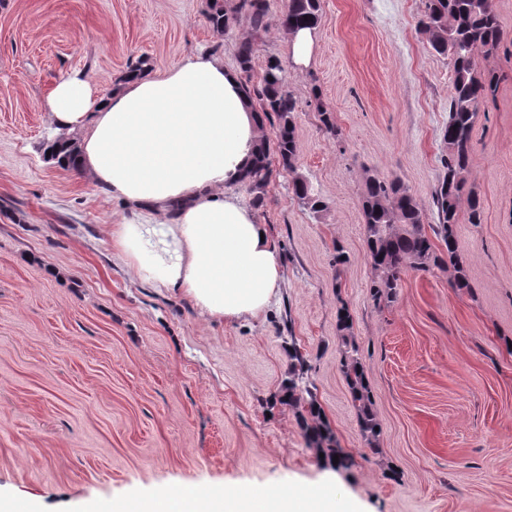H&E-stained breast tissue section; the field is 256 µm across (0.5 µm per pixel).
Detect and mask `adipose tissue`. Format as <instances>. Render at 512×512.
Segmentation results:
<instances>
[{
  "mask_svg": "<svg viewBox=\"0 0 512 512\" xmlns=\"http://www.w3.org/2000/svg\"><path fill=\"white\" fill-rule=\"evenodd\" d=\"M46 106L57 131L80 138L77 172L131 207L132 219L108 232L135 278L215 322L270 308L283 278L277 245L232 192L254 164L262 121L223 58L193 53L109 94L74 72L53 84ZM112 512H336V496L322 485L251 484L215 497L175 483L113 502Z\"/></svg>",
  "mask_w": 512,
  "mask_h": 512,
  "instance_id": "ef3b65f1",
  "label": "adipose tissue"
}]
</instances>
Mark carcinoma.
Listing matches in <instances>:
<instances>
[{"label": "carcinoma", "mask_w": 512, "mask_h": 512, "mask_svg": "<svg viewBox=\"0 0 512 512\" xmlns=\"http://www.w3.org/2000/svg\"><path fill=\"white\" fill-rule=\"evenodd\" d=\"M320 0H289L288 11L278 19V26L289 31L315 27L318 22ZM244 17L253 32H265L271 26L268 0H238L233 13H228L224 0H207L206 17L210 26L221 33L230 29L236 16ZM427 43L437 54L449 59L453 69V87L449 103L448 125L443 131L446 153L440 163L445 174L432 193L437 223L424 224V210L407 187L399 180H386L377 175L365 178L362 207L365 216L367 256L374 270L370 285L373 301L389 305L397 295L402 276L409 269L430 271L450 267L454 271V285L469 287L466 278V261L456 246L455 227L459 221L462 195H467L471 224L481 220V202L473 193H465L466 173L473 152L472 130L481 105L496 91L493 79L478 69V58L492 53L503 37V31L494 9L493 0H424L421 20ZM255 48L251 41H242L236 48V57L242 72L253 68ZM284 72L282 60L270 56L265 62L262 78L256 85L246 87L249 97L256 99L264 118L276 129V153L285 171L296 170L298 147L295 137L294 114L297 103L285 88L284 82L269 80L268 72ZM50 159L61 167L75 165L77 146L59 136L48 143ZM270 147L260 145L255 163L243 181L252 195V203H264L271 170L268 162ZM294 195L318 213L326 209L325 201L310 182L302 177L293 178ZM441 242L439 249L435 242ZM346 347L341 367L347 379L352 402L358 411L362 435L375 443L381 430L370 408V395L364 370L357 352L348 337H343ZM291 360L288 379L283 383L281 402L291 407L299 419L308 447L338 463L347 462L341 449L336 447L334 436L320 417L308 381L310 366L300 350L289 348Z\"/></svg>", "instance_id": "cac0c4a2"}]
</instances>
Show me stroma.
<instances>
[{"instance_id":"stroma-1","label":"stroma","mask_w":512,"mask_h":512,"mask_svg":"<svg viewBox=\"0 0 512 512\" xmlns=\"http://www.w3.org/2000/svg\"><path fill=\"white\" fill-rule=\"evenodd\" d=\"M494 2L504 36L478 67L498 88L477 115L467 173L482 221L457 226L469 285L410 270L380 307L365 178L400 179L432 224L444 175L451 67L420 29L423 0H321L305 66L278 26L214 31L207 0H0V497L80 512L178 480L276 489L332 472L359 512H512V0ZM245 39L251 84L268 57L286 64L296 174L327 208L311 212L271 157L254 213L277 243L281 291L259 319L226 325L117 258L105 227L132 213L48 159L45 97L73 70L108 93L141 59L161 73L197 50L234 69ZM345 337L382 427L375 446L341 370ZM292 346L348 465L326 466L278 402Z\"/></svg>"}]
</instances>
